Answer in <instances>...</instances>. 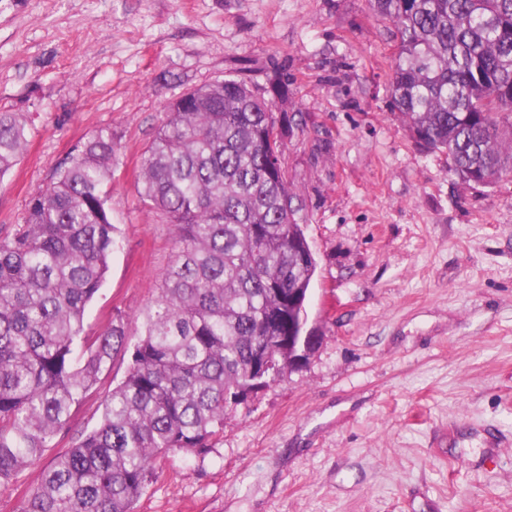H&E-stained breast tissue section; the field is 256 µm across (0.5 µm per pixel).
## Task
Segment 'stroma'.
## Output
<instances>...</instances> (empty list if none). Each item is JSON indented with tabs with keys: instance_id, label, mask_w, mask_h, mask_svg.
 <instances>
[{
	"instance_id": "stroma-1",
	"label": "stroma",
	"mask_w": 512,
	"mask_h": 512,
	"mask_svg": "<svg viewBox=\"0 0 512 512\" xmlns=\"http://www.w3.org/2000/svg\"><path fill=\"white\" fill-rule=\"evenodd\" d=\"M398 39L369 0H0V112L28 144L0 179V238L76 146L111 130L119 243L85 314L139 330L175 229L137 192L189 90L288 83L281 159L316 271L299 368L229 412L205 452L157 463L135 512H512V177L466 186L389 105ZM115 358L37 465L16 512L99 421Z\"/></svg>"
}]
</instances>
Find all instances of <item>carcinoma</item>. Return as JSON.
Masks as SVG:
<instances>
[{
  "instance_id": "1",
  "label": "carcinoma",
  "mask_w": 512,
  "mask_h": 512,
  "mask_svg": "<svg viewBox=\"0 0 512 512\" xmlns=\"http://www.w3.org/2000/svg\"><path fill=\"white\" fill-rule=\"evenodd\" d=\"M371 5L397 29L390 105L416 142L446 154L466 185L511 175L512 101L495 99L491 81L512 82V0ZM286 98V83L224 78L169 106L137 187L174 224L175 248L136 336L120 316L84 335L116 242L112 131L80 143L0 239V484L40 461L71 408L129 354L99 424L54 458L19 512H135L155 461L209 447L233 400L288 371L278 337L302 316L288 293L308 291L315 269L269 141ZM27 141L25 121L0 112V179Z\"/></svg>"
}]
</instances>
